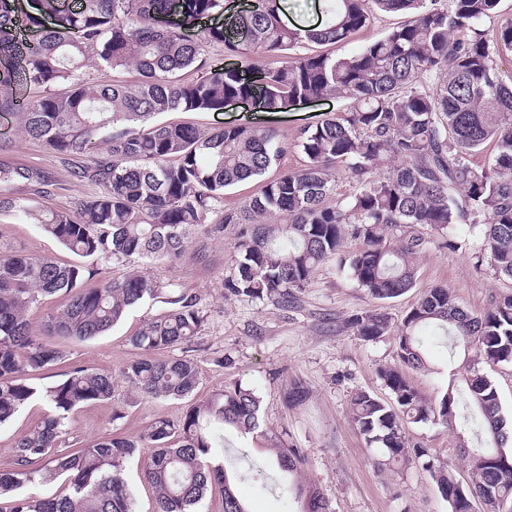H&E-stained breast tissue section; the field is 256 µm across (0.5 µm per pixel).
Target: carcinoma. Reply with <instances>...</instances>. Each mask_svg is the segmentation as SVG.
<instances>
[{"instance_id": "carcinoma-1", "label": "carcinoma", "mask_w": 512, "mask_h": 512, "mask_svg": "<svg viewBox=\"0 0 512 512\" xmlns=\"http://www.w3.org/2000/svg\"><path fill=\"white\" fill-rule=\"evenodd\" d=\"M281 2L253 0L246 13L226 16L224 0H37L31 12L0 0V111L18 114L24 137L64 156L72 179L102 188L74 213L36 209L13 188L52 186L45 171L0 162V214L36 224L75 256L93 259L61 264L0 250V425L35 398L49 407L16 441L13 468L0 471V512H134L123 473L139 453L136 441L114 434L78 452L64 447L69 414L110 399L112 376L75 367L45 389L23 378L64 359L54 343L32 333L28 313L42 298L64 300L43 322L47 335L81 341L106 332L142 301L166 296L170 308L132 337L139 354L123 377L151 398L181 399L199 385L191 360L157 356L200 334L198 296L138 272L105 278L103 267L173 262L193 235H218L234 224L227 295L286 309L314 270L336 258L357 287L385 301L415 285V259L430 243L418 228L454 249L456 230L466 224L481 229L495 273L512 279V78L503 80L498 68L501 56L512 53V19L500 17V0H334L329 18L312 29L283 24ZM375 9L410 18L358 52L300 53L351 42ZM211 15L223 22L191 38L188 32ZM211 45L241 65L211 63ZM91 59L100 69L132 68L137 79L93 83L84 71ZM190 72L196 77L185 78ZM337 95L349 107L302 134L301 168L233 207L224 206L225 191L277 163L286 151L278 135L246 125L203 130L159 120L169 112H222L231 99L276 113ZM489 141L497 148L492 162L475 163ZM340 166L356 188L332 201ZM349 239L358 247L347 253ZM347 325L362 341L393 335L398 343L399 365L379 371L391 401L366 391L351 399L352 421L366 442L391 463H417L428 451L410 441L408 425L435 421L455 432L468 414L483 440L469 455V480L457 481L446 466L425 469L448 512H473L476 499L487 512H512V467L501 466L512 464V425L478 368L512 365V292L472 313L448 288L435 286L399 322L373 309L352 315ZM428 326L447 328L453 350L473 354L460 380L433 402L408 376L426 369L420 331ZM261 424L260 397L240 384L190 406L176 425L154 421L143 478L154 488L155 512H195L216 488L223 512H248L214 428L253 434ZM177 432L182 440L172 447ZM301 463L296 450L276 453L283 474ZM57 480L67 495L23 492ZM299 494L303 512H327L317 488Z\"/></svg>"}]
</instances>
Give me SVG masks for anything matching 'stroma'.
Masks as SVG:
<instances>
[{"instance_id":"1","label":"stroma","mask_w":512,"mask_h":512,"mask_svg":"<svg viewBox=\"0 0 512 512\" xmlns=\"http://www.w3.org/2000/svg\"><path fill=\"white\" fill-rule=\"evenodd\" d=\"M348 101L340 96L291 111L265 115L233 105L221 112H174V121L204 129L227 125L275 128L288 151L274 165V172L299 169L303 155L298 146L301 131L329 116L343 115ZM35 164L56 181L52 195L23 185L20 196L44 209H74L97 194V187L70 179L60 155L38 142L23 139L20 119L0 113V159ZM461 246L448 250L428 246L417 260V281L410 291L385 303L393 320H400L422 292L447 286L458 305L472 312L486 308L492 295L512 290V280L497 276L489 263H478L482 240L468 227L459 230ZM235 226L222 234L191 240L185 256L176 262L141 265V272L196 293L206 322L192 348H179L175 357L192 359L200 372V385L184 399L146 398L126 383L122 369L136 350L131 338L149 319L166 311L162 299L146 300L102 335L84 340H61L64 364L50 371L27 372L38 387L56 384L74 367L111 372L115 391L110 400L94 402L69 416V445L79 448L109 434L142 439V451L126 470L134 490L135 512H153L154 492L142 478V469L153 447L143 436L149 425L164 418L179 422L188 407L214 392L241 384L254 388L262 400L261 432L243 436L224 433V458L239 474L237 490L249 512H300L295 496L285 490L281 473L273 466L275 451L295 448L305 455L303 482L315 484L329 512H448L428 472L420 465L401 467L388 463L381 450L369 446L351 419L350 400L360 391L380 398L389 392L378 376L383 366L397 362V340L385 336L360 341L348 328L351 315L379 306L357 288L335 261L321 265L299 295L295 307L282 309L270 301L225 297L224 281L233 274ZM0 242L11 250L49 256L61 263L74 262L72 253L45 234L38 225L0 218ZM204 259H197L196 250ZM428 369L412 374L413 383L436 399L446 391L460 364L450 356L442 330L424 333ZM302 383L308 396L300 405L286 403L293 383ZM42 400L27 404L8 423L0 425V471L12 469L14 446L42 415ZM409 437L427 448L435 463L447 464L459 478L467 476V461L458 451V440L441 424L429 421L411 425Z\"/></svg>"}]
</instances>
